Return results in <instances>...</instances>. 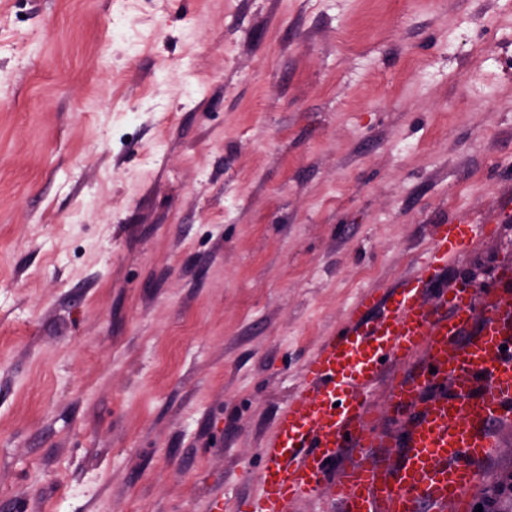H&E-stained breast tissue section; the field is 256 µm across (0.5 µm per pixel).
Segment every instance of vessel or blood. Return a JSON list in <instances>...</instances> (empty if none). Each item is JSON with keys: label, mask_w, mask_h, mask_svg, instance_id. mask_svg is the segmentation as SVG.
Wrapping results in <instances>:
<instances>
[{"label": "vessel or blood", "mask_w": 512, "mask_h": 512, "mask_svg": "<svg viewBox=\"0 0 512 512\" xmlns=\"http://www.w3.org/2000/svg\"><path fill=\"white\" fill-rule=\"evenodd\" d=\"M469 240L467 225H436L414 274L357 300L308 360L259 450L257 490L234 512H292L321 493L340 512H473L480 467L512 422V276L442 288ZM397 362L409 372L394 377L384 411L371 410L369 386Z\"/></svg>", "instance_id": "b4317fda"}]
</instances>
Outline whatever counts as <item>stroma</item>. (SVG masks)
Here are the masks:
<instances>
[{
	"label": "stroma",
	"instance_id": "1",
	"mask_svg": "<svg viewBox=\"0 0 512 512\" xmlns=\"http://www.w3.org/2000/svg\"><path fill=\"white\" fill-rule=\"evenodd\" d=\"M450 223L512 270V0H0V502L232 512Z\"/></svg>",
	"mask_w": 512,
	"mask_h": 512
}]
</instances>
